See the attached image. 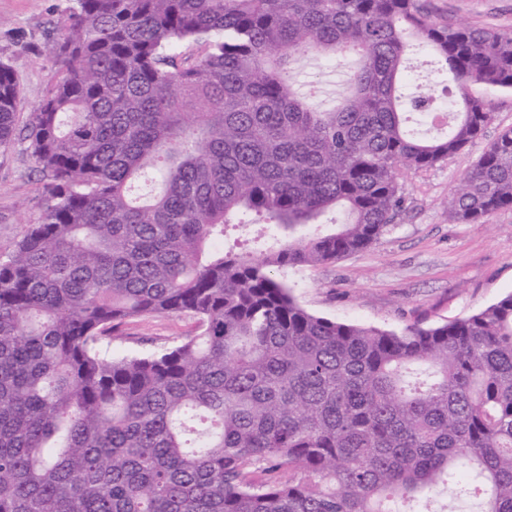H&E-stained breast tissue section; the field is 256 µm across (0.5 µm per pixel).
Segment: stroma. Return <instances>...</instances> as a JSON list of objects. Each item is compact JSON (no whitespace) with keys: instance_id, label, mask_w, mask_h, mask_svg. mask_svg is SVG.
Here are the masks:
<instances>
[{"instance_id":"stroma-1","label":"stroma","mask_w":512,"mask_h":512,"mask_svg":"<svg viewBox=\"0 0 512 512\" xmlns=\"http://www.w3.org/2000/svg\"><path fill=\"white\" fill-rule=\"evenodd\" d=\"M440 24L512 30V0H421ZM66 0H0V61L17 71L24 108L45 95L58 68L56 47ZM494 120L479 139L422 171L401 176L406 203L369 247L285 277L308 310L339 321L401 329L470 316L512 292V208L483 224L448 219L447 200L502 130L512 128V93L475 88ZM36 165L15 144L0 151V255L13 251L39 212ZM186 316L134 318L113 341L116 352L145 353L192 329Z\"/></svg>"}]
</instances>
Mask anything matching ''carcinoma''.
Instances as JSON below:
<instances>
[{"label": "carcinoma", "mask_w": 512, "mask_h": 512, "mask_svg": "<svg viewBox=\"0 0 512 512\" xmlns=\"http://www.w3.org/2000/svg\"><path fill=\"white\" fill-rule=\"evenodd\" d=\"M59 68L23 140L40 214L0 257V512H512V293L401 330L304 308L286 268L376 242L424 170L512 91V31L440 25L417 0H74ZM324 104L300 57L350 49ZM453 86L447 134L407 128L411 51ZM18 77L0 61V150ZM159 182L138 203L146 173ZM512 208V129L448 205L454 223ZM263 217L238 252L224 227ZM194 329L117 355L136 317ZM296 471L284 481L283 467Z\"/></svg>", "instance_id": "carcinoma-1"}]
</instances>
